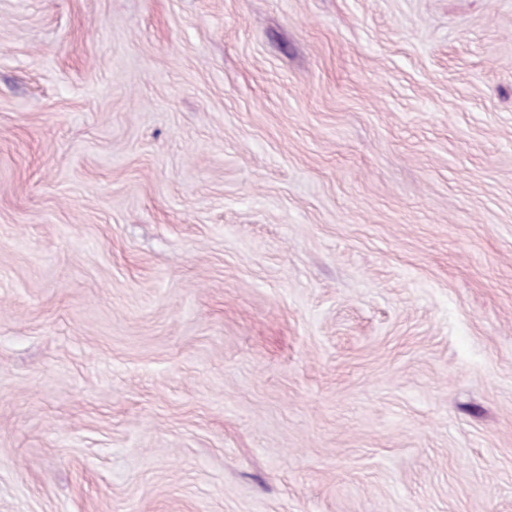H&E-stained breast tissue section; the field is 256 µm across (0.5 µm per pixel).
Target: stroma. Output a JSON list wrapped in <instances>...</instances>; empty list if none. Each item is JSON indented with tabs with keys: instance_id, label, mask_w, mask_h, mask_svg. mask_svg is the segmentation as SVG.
I'll return each instance as SVG.
<instances>
[{
	"instance_id": "1",
	"label": "stroma",
	"mask_w": 512,
	"mask_h": 512,
	"mask_svg": "<svg viewBox=\"0 0 512 512\" xmlns=\"http://www.w3.org/2000/svg\"><path fill=\"white\" fill-rule=\"evenodd\" d=\"M0 512H512V0H0Z\"/></svg>"
}]
</instances>
